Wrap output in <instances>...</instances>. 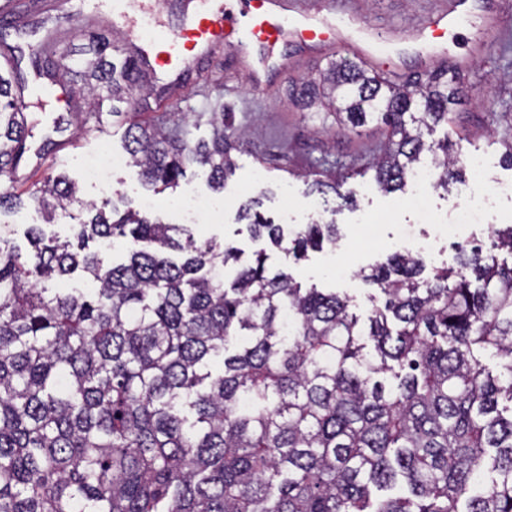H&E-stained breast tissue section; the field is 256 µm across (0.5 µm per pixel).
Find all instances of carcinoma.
<instances>
[{
  "instance_id": "carcinoma-1",
  "label": "carcinoma",
  "mask_w": 512,
  "mask_h": 512,
  "mask_svg": "<svg viewBox=\"0 0 512 512\" xmlns=\"http://www.w3.org/2000/svg\"><path fill=\"white\" fill-rule=\"evenodd\" d=\"M84 36L66 55L37 44L35 67L56 55L87 108L136 109L149 91L136 57L91 16ZM23 92L0 74V210L27 198L48 223L74 205L89 218L71 241L33 225L27 252L0 246V512H512V263L459 245L457 266L425 276L420 255L396 252L359 272L374 290L362 321L348 295L302 287L263 250L243 263L185 224L108 213L61 174L14 192L31 137ZM464 95L446 71L408 90L344 58L301 102L327 99L345 128L390 130L381 191L402 190L424 159L447 191L464 165L430 136ZM236 147L222 114L209 143L140 123L126 140L161 190L190 159L224 189ZM345 179L311 191L348 202ZM240 216L287 255L336 244L332 222L287 234L252 200ZM116 236L126 262L89 250ZM77 271L92 287L41 286Z\"/></svg>"
}]
</instances>
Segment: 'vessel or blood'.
<instances>
[{
	"instance_id": "1",
	"label": "vessel or blood",
	"mask_w": 512,
	"mask_h": 512,
	"mask_svg": "<svg viewBox=\"0 0 512 512\" xmlns=\"http://www.w3.org/2000/svg\"><path fill=\"white\" fill-rule=\"evenodd\" d=\"M109 13L124 20L130 39L137 42L149 70L155 72H185L191 62L222 43L229 29L236 34L240 53L257 77L284 68L275 48L291 41L314 47L352 42L359 55L370 60L380 53L383 40L379 30L357 18L304 9L297 0H185L184 18L176 28L158 22L155 7L147 0L135 15L129 14L123 0H114ZM473 15L479 16L487 35L497 33L502 24L493 0H453L450 9L413 29L395 52L402 56L422 50L432 62L444 64L447 34Z\"/></svg>"
}]
</instances>
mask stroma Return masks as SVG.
<instances>
[{
	"mask_svg": "<svg viewBox=\"0 0 512 512\" xmlns=\"http://www.w3.org/2000/svg\"><path fill=\"white\" fill-rule=\"evenodd\" d=\"M301 7H329L353 14L378 26L390 41L396 42L421 24L428 16L449 7L451 0H298ZM502 27L489 51L476 52L481 40L479 18L463 23L448 38L449 57L469 58L463 70L469 92L437 127L435 139L449 138L457 143L462 160L483 159L482 178L486 184L512 182V167L503 154L512 144V0H496ZM102 0H54L50 12L32 11L19 18L0 19V32L17 55L18 72L30 102L27 125L33 136L30 150L19 164L30 182L46 175L63 174L75 183L80 197L87 202L124 195L132 208H139L145 196L139 170L125 166L113 170L108 184L90 182L84 174L87 160L103 153H123L130 122L169 124L174 112L184 113L179 134L191 143L209 141L213 135V115L220 112L231 131L242 140L233 156L237 169L223 191L208 185L209 171L189 164L176 191L156 194L154 217L168 224L180 221L178 203L196 196L216 201L223 211L220 219L200 215L191 231L197 241L230 243L245 251L266 247V240H253L248 224L239 220L241 205L248 199H260L261 215L276 224L299 227L314 221L335 223V246L309 253L297 261L279 251H271L273 269L289 273L304 286L333 288L347 292L354 300L358 315L370 308V285L359 277L361 268L387 256L409 250L421 254L428 263L453 264L458 243L491 248L496 229L512 224V199L491 198L485 220L466 228L454 223L458 207L466 203L478 188L473 179L455 184L450 191L418 188L408 184L404 190L382 193L374 181L371 166L388 140L384 127L368 124L353 130H339L333 113L301 109L290 97L291 90L306 81L318 80L329 61L342 57L355 59L345 48L316 51L285 47L288 68L270 83L255 86L247 69L238 61L235 40L225 39L205 61L192 64L174 83L172 76L159 72L150 76L152 88L134 112L125 104L104 100L94 115H75L71 99H84L80 86L68 85V99L45 95L54 77L37 71L29 52L34 43L26 32L33 26L58 27L61 45L77 48L83 41L82 16L97 13ZM165 111H157L158 101ZM309 170L348 174V190L355 203L341 206L324 202L312 193L303 174ZM82 214L78 208L58 214L52 223H44L41 213L31 205L0 214V227L10 243L26 246L25 232L33 224H43L46 235L66 239Z\"/></svg>",
	"mask_w": 512,
	"mask_h": 512,
	"instance_id": "obj_1",
	"label": "stroma"
}]
</instances>
